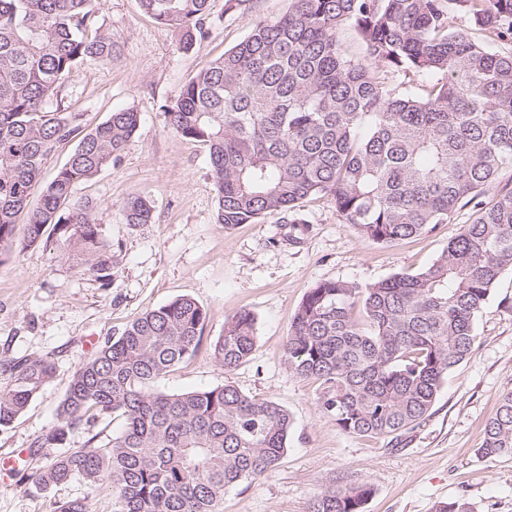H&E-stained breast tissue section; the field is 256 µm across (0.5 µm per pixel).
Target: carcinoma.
Instances as JSON below:
<instances>
[{
	"label": "carcinoma",
	"mask_w": 512,
	"mask_h": 512,
	"mask_svg": "<svg viewBox=\"0 0 512 512\" xmlns=\"http://www.w3.org/2000/svg\"><path fill=\"white\" fill-rule=\"evenodd\" d=\"M287 12L252 23L224 56L165 106L169 126L203 142L216 188V222L231 229L294 214L328 198L342 222L377 244L450 224L477 202L472 223L424 269L364 288L315 284L284 345L288 367L322 388L319 408L342 431L397 441L434 406L445 379L476 340L475 323L500 276L512 270V187L482 193L512 174V0H290ZM210 0H140L179 31L189 50L205 35ZM463 9L487 42L448 22ZM363 48L348 53L342 34ZM118 44L98 24L94 0H0V255L45 244L109 284L112 251L74 187L120 160L139 126L132 109L87 131L53 106L57 85L86 62L112 60ZM428 77L418 92L394 78ZM76 141L65 164L16 218L56 145ZM128 224H149L142 197L122 206ZM55 238L43 242L46 227ZM206 310L177 298L131 321L75 369L56 423L30 444L60 448L97 416L122 431L98 435L28 475L48 488L81 479L112 491L113 512H222L224 492L249 486L288 449L293 421L279 403L230 384L165 393L151 384L200 347ZM255 315L228 318L213 355L228 373L256 345ZM0 390V427L17 420L56 372L36 358L11 365ZM478 452L512 455V391L501 395ZM366 484L325 487L309 512H363ZM55 512H92L87 497Z\"/></svg>",
	"instance_id": "1"
}]
</instances>
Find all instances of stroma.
Masks as SVG:
<instances>
[{
	"label": "stroma",
	"mask_w": 512,
	"mask_h": 512,
	"mask_svg": "<svg viewBox=\"0 0 512 512\" xmlns=\"http://www.w3.org/2000/svg\"><path fill=\"white\" fill-rule=\"evenodd\" d=\"M288 0H211L206 37L183 50L174 28L157 23L139 0H95L99 24L119 43L107 63L74 69L55 91L65 114L91 129L114 111L139 112L140 125L120 160L75 186L90 202L112 249V281L81 274L44 245L0 258V389L10 388L5 362L45 358L55 377L26 413L0 429V457L23 453L33 471L55 451L30 452L31 441L53 426L77 365L142 313L188 296L207 311L203 343L153 385L177 393L226 383L283 405L294 428L278 464L250 487L224 495L223 512H308L324 487L367 484L364 512H435L463 500L474 512H512V456L479 452L499 397L512 391V271L503 273L476 321V341L451 371L429 416L398 446L343 432L317 405V382L293 374L282 354L292 319L320 281L365 285L415 272L447 247L475 216L461 208L450 224L393 246L361 240L334 205L315 196L299 211L224 229L205 144L168 128L164 108L197 72L242 40L251 24L286 12ZM134 196L153 208L148 224L126 223L121 206ZM256 317L251 359L225 373L212 355L228 317ZM89 497L93 512H113L107 488L81 480L43 490L20 476L0 480V512H54L57 501Z\"/></svg>",
	"instance_id": "1"
}]
</instances>
